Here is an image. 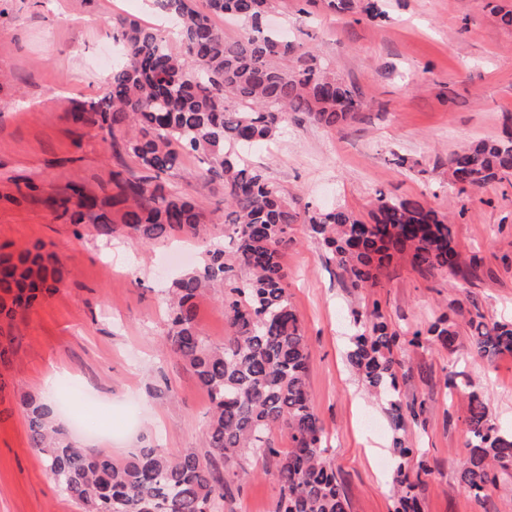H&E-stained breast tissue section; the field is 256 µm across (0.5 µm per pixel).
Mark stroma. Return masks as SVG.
I'll use <instances>...</instances> for the list:
<instances>
[{"mask_svg": "<svg viewBox=\"0 0 512 512\" xmlns=\"http://www.w3.org/2000/svg\"><path fill=\"white\" fill-rule=\"evenodd\" d=\"M385 19L336 15L316 7L297 13L278 0L277 25L360 93L364 107L350 124L330 130L289 115L271 145L246 155L289 201L344 208L368 218L378 195L410 198L449 215L464 257L481 265L471 283L394 260L375 287H350L337 263L296 225L282 257L288 293L311 344L308 382L329 439L327 460L349 512H392L396 486L388 415L346 360L352 314L379 302L393 330L422 329L448 307L478 304L487 318L512 321V175L481 189L449 186L448 159L462 147L503 135L512 114V26L494 7L512 0H382ZM128 16L155 26L152 0H0V245L44 246L59 259L56 291L38 300L11 329L16 353L0 366L7 383L0 404V512H82L51 479L31 448L23 400L39 397L81 444L116 460L144 448L179 455L208 450L210 401L196 377L161 351L166 293L209 249L223 246L225 226L212 208L222 193L198 180L194 159L170 177L209 215L196 238L180 234L137 245L105 238L96 225L69 224L42 202L77 185L112 196L114 172L139 176L129 158L94 126L68 120L88 111L121 58L112 20ZM405 165L395 163V156ZM38 186L21 197L19 186ZM197 326L214 344L228 333L220 293L196 301ZM404 401L424 406L406 438L433 471L418 488L422 512H512V495L494 490L478 503L458 481L467 448V399L449 388L448 372L486 396L490 417L512 430V356L488 361L466 348L434 343L401 354ZM78 383L98 412L73 414L60 386ZM230 512H274L275 461L241 460Z\"/></svg>", "mask_w": 512, "mask_h": 512, "instance_id": "35a3bbf8", "label": "stroma"}]
</instances>
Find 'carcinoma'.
Returning a JSON list of instances; mask_svg holds the SVG:
<instances>
[{
  "label": "carcinoma",
  "instance_id": "1",
  "mask_svg": "<svg viewBox=\"0 0 512 512\" xmlns=\"http://www.w3.org/2000/svg\"><path fill=\"white\" fill-rule=\"evenodd\" d=\"M320 2L338 14L358 7L356 0ZM155 6L176 26V43L137 19L112 20L125 57L91 111L70 114L112 137L115 151L132 159L142 176L129 180L113 173L118 192L110 203L82 193L72 213L65 198L50 195L45 203L74 224L97 225L102 236L120 230L146 243L173 233L194 236L203 223V205L166 180L182 157L195 159L197 177L224 184L232 260L215 248L203 265L171 281L164 343L208 393V451L173 456L145 448L116 461L67 437L48 405L33 397L23 402L30 444L83 512H220L234 482L224 466L248 453L277 459L275 512H348L313 410L309 337L280 261L293 225H307L353 288L375 286L376 270L396 257H409L420 271L464 280L476 262L462 257L447 217L417 200L380 197L367 222L343 208L299 209L260 168L245 162L242 150L273 141L290 112L334 129L356 119L363 107L355 89L318 64L298 38L267 27L275 0H155ZM358 8L370 21L384 16L376 0ZM218 16L246 23L248 32L224 34L215 26ZM509 175L512 132L463 147L448 160V183L461 194ZM110 207L121 211V225L113 224ZM237 268L249 277L238 278ZM61 279V268L41 246L1 256L0 320L14 319ZM211 287L224 288V317L232 331L217 345L196 325V299ZM362 317L347 360L367 392L385 402L393 425L394 512H421L416 480L432 467L401 435L422 410L402 399L397 355L426 340L450 352L465 344L491 361L512 354V323L487 319L475 304L443 313L409 336L390 328L376 301ZM466 425L469 452L459 479L481 501L497 487V474L512 475V432L492 423L476 391L468 393ZM275 430L287 433L288 451L276 447Z\"/></svg>",
  "mask_w": 512,
  "mask_h": 512
}]
</instances>
